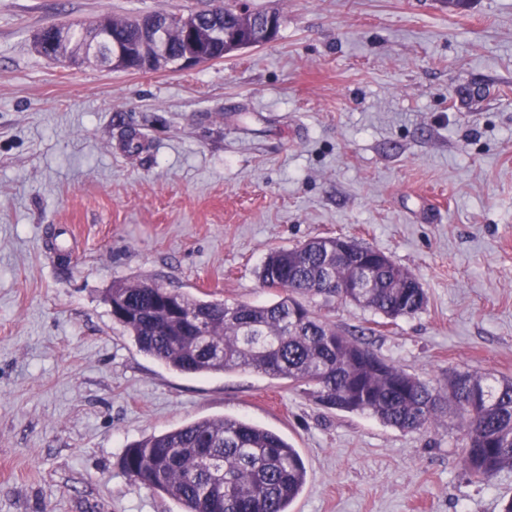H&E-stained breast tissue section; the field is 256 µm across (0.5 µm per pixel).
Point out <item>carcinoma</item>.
Returning a JSON list of instances; mask_svg holds the SVG:
<instances>
[{
    "mask_svg": "<svg viewBox=\"0 0 512 512\" xmlns=\"http://www.w3.org/2000/svg\"><path fill=\"white\" fill-rule=\"evenodd\" d=\"M234 0H217L224 24L198 40L216 61L231 52ZM104 30L122 57L114 68L136 71L137 19L104 15ZM337 238L317 237L272 250L259 273L265 288L285 296L269 305L202 301L159 283L116 282L107 301L112 318L140 351L191 374L252 371L311 388L332 409L369 414L404 432L437 427L453 403L462 432V466L469 480L488 483L512 470V378L471 373L434 387L388 362L323 320L296 299L321 295L387 319L411 317L424 306L416 277L380 251L360 262L333 257ZM367 276L371 288H338ZM122 469L136 484L161 492L184 512H290L307 470L298 451L278 434L238 419H202L130 444Z\"/></svg>",
    "mask_w": 512,
    "mask_h": 512,
    "instance_id": "1",
    "label": "carcinoma"
}]
</instances>
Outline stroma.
I'll return each instance as SVG.
<instances>
[{"label": "stroma", "instance_id": "stroma-1", "mask_svg": "<svg viewBox=\"0 0 512 512\" xmlns=\"http://www.w3.org/2000/svg\"><path fill=\"white\" fill-rule=\"evenodd\" d=\"M274 41L184 71L69 67L44 27L214 0H0V512H184L132 483V442L203 419L271 430L307 482L292 512H501L512 470L333 410L254 372L178 373L112 321L113 283L267 305V254L322 236L414 274L421 312L312 310L430 384L512 377V0H247ZM142 143L129 151V135Z\"/></svg>", "mask_w": 512, "mask_h": 512}]
</instances>
